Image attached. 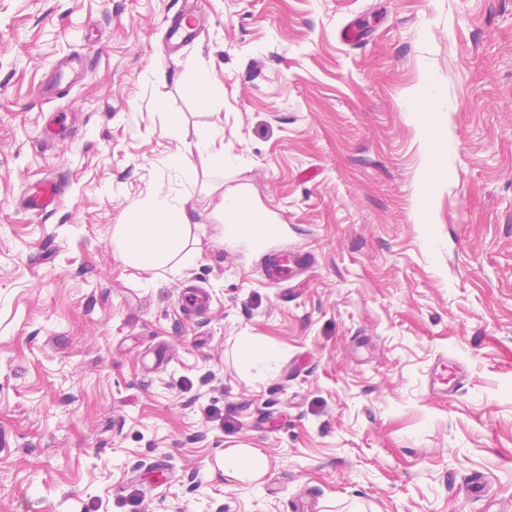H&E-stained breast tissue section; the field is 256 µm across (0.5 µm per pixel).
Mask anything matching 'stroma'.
<instances>
[{"mask_svg":"<svg viewBox=\"0 0 512 512\" xmlns=\"http://www.w3.org/2000/svg\"><path fill=\"white\" fill-rule=\"evenodd\" d=\"M186 2L0 0V512H293L299 495L314 512H499L512 0H197V38L166 50ZM79 54L84 76L43 99ZM427 90L448 132L433 182L413 116ZM216 124L233 165L198 148ZM49 178L56 210L20 208ZM229 191L280 234L228 235ZM158 194L184 203L198 255L148 273L112 233ZM281 251L305 270L271 278ZM191 282L204 315L181 306ZM247 338L273 361L244 366ZM442 356L466 378L437 397ZM237 447L266 459L258 482L216 471ZM428 391L434 395H444L448 392V360L439 358L427 374Z\"/></svg>","mask_w":512,"mask_h":512,"instance_id":"1","label":"stroma"}]
</instances>
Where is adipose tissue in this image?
Returning a JSON list of instances; mask_svg holds the SVG:
<instances>
[{
	"instance_id": "obj_1",
	"label": "adipose tissue",
	"mask_w": 512,
	"mask_h": 512,
	"mask_svg": "<svg viewBox=\"0 0 512 512\" xmlns=\"http://www.w3.org/2000/svg\"><path fill=\"white\" fill-rule=\"evenodd\" d=\"M190 219L185 209L171 204L167 197L155 196L148 208H131L123 224L117 225L112 244L121 258L135 261L147 272L162 263L186 254ZM266 462L253 448H229L224 452V473L240 482L261 478Z\"/></svg>"
}]
</instances>
